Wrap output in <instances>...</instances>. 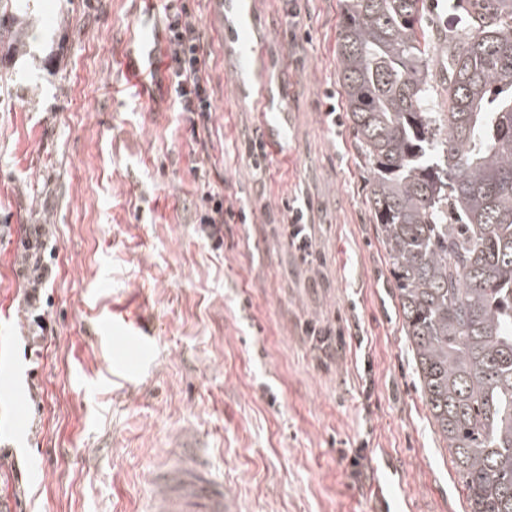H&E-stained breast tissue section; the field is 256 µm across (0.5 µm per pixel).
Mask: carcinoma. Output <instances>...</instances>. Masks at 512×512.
Here are the masks:
<instances>
[{"mask_svg":"<svg viewBox=\"0 0 512 512\" xmlns=\"http://www.w3.org/2000/svg\"><path fill=\"white\" fill-rule=\"evenodd\" d=\"M423 0H346L340 79L403 325L471 512H512V0H448V112ZM30 0H0L1 59Z\"/></svg>","mask_w":512,"mask_h":512,"instance_id":"carcinoma-1","label":"carcinoma"}]
</instances>
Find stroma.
<instances>
[{
    "label": "stroma",
    "mask_w": 512,
    "mask_h": 512,
    "mask_svg": "<svg viewBox=\"0 0 512 512\" xmlns=\"http://www.w3.org/2000/svg\"><path fill=\"white\" fill-rule=\"evenodd\" d=\"M257 0L253 40L287 134L262 171L243 150L263 103L242 96L214 0L194 9L216 92L206 175L168 88L124 95L118 60L142 0H33V35L0 64V495L22 512H149L150 472L184 444L205 451L238 512H469L423 399L380 227L372 174L339 79L345 0ZM335 114H328V106ZM246 220L214 247L195 222L204 184ZM307 197L320 287L275 220ZM44 225L54 268L39 311L16 268L22 227ZM50 324L32 338L34 314ZM344 344L324 359L305 321ZM137 329L150 344L131 354Z\"/></svg>",
    "instance_id": "obj_1"
}]
</instances>
